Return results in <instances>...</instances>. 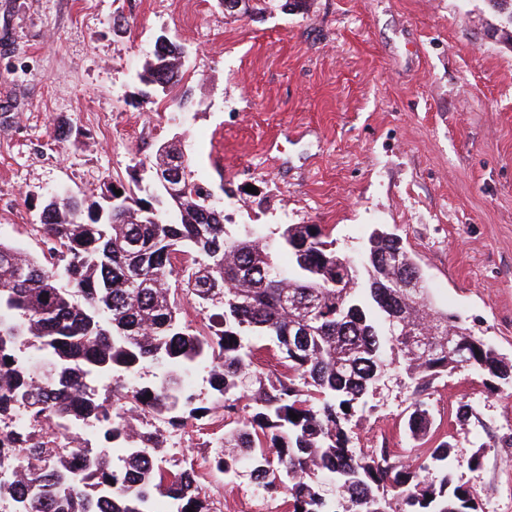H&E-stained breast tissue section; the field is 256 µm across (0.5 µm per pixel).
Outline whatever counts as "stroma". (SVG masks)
Here are the masks:
<instances>
[{
    "instance_id": "35a3bbf8",
    "label": "stroma",
    "mask_w": 512,
    "mask_h": 512,
    "mask_svg": "<svg viewBox=\"0 0 512 512\" xmlns=\"http://www.w3.org/2000/svg\"><path fill=\"white\" fill-rule=\"evenodd\" d=\"M229 13L219 0H0V241L40 252L46 197L96 201L181 136L228 223L322 224L358 256L397 234L433 304L512 359V40L488 0H309ZM186 53L181 81L139 80L158 35ZM211 408L167 466L194 468L215 512L263 503L247 473L211 469L224 412ZM411 390L391 364L352 420L353 448L409 447ZM468 402L460 424L454 409ZM448 467L480 512H512V388L483 373L434 381ZM480 454L481 470L471 468Z\"/></svg>"
}]
</instances>
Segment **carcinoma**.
I'll return each instance as SVG.
<instances>
[{
    "label": "carcinoma",
    "mask_w": 512,
    "mask_h": 512,
    "mask_svg": "<svg viewBox=\"0 0 512 512\" xmlns=\"http://www.w3.org/2000/svg\"><path fill=\"white\" fill-rule=\"evenodd\" d=\"M181 53L155 44L140 80L172 87ZM183 181V194L150 179L111 181L95 209L46 199L40 231L50 247L40 257L0 241V422L24 410L32 419L7 434L0 512H153L157 496L177 512H211L194 471L165 466L163 434L139 429L121 405L187 426L211 411L182 384L203 363L224 419L237 414L244 377L254 401L210 464L232 475L248 459L251 481L285 512H478L471 487L448 473L451 445L434 437L423 395L461 368L482 371L496 393L512 385V360L433 307L427 289L396 287L423 276L397 235L373 233L357 261L322 224H285L274 246L250 225L231 232L189 161ZM177 262L183 290L221 310L208 332L180 319ZM266 342L287 369L275 379L254 367ZM393 355L414 385L413 448L357 456L349 422ZM147 364L163 369L161 381L124 390ZM76 424L95 439L71 437ZM45 429L63 436L67 454L46 447Z\"/></svg>",
    "instance_id": "carcinoma-1"
}]
</instances>
